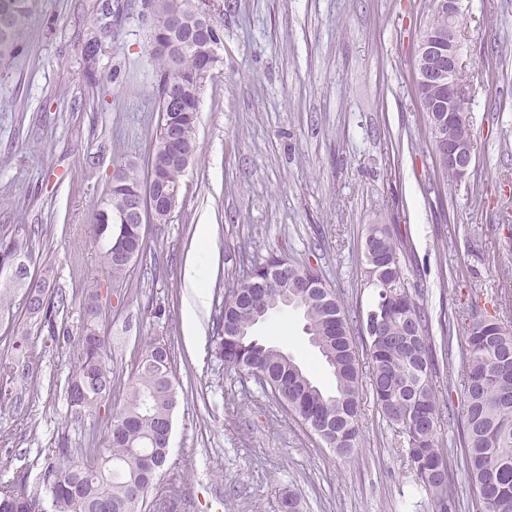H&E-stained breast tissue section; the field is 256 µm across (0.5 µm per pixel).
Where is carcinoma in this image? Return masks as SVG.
<instances>
[{"label":"carcinoma","mask_w":512,"mask_h":512,"mask_svg":"<svg viewBox=\"0 0 512 512\" xmlns=\"http://www.w3.org/2000/svg\"><path fill=\"white\" fill-rule=\"evenodd\" d=\"M35 0H0V18L8 21L0 28V62H10L24 51ZM213 7L207 0H149L154 17L167 20L199 6ZM128 6L117 9L107 4L85 35L93 43L112 32ZM221 38L220 30L204 25L191 41L172 43L162 28L154 31L150 57L157 77V97L166 93L167 82L181 106L176 118L181 124L180 143L164 138L157 125L148 160L164 190L180 188L183 176L175 153L196 154L198 104L201 73L206 57ZM147 181L136 166L120 168L119 184L106 192L102 208L95 213L100 235L106 236L104 262L112 279L124 277L132 268L128 254L143 252V240L136 227L120 223L118 208L126 194ZM368 283L377 289L371 310L378 312L384 335H370L366 316L357 323L365 337L369 358L368 384L383 417L401 438L407 461L418 484L440 512H448L449 473L447 457L439 448V428L445 414L433 386L437 374L436 346L431 319L424 304L409 290L402 265L400 240L391 224H370L365 239ZM31 263L24 243L13 234H0V302L16 288L24 290L22 308L28 323L48 328L51 336H70L58 330L57 317L68 306L63 292L49 290L46 280L34 284L20 270ZM323 279L311 266L297 267L293 279L279 280V287L253 295L237 285L224 295L216 318L217 350L224 364L247 375L260 371L266 387L297 415L311 432L336 454L349 457L361 431L360 390L362 371L352 320L325 286L324 304L294 281L310 277ZM291 295L303 312L309 341H320L326 351L322 358L335 386L327 391L316 384L288 352L268 346L253 335L254 327L276 310L278 301ZM103 309L100 294L89 296L82 305L83 324L77 336L79 355L68 375L67 403L80 413L92 411L112 395V367L108 363L110 342L99 328ZM477 304L468 306L473 316L467 328L457 382L463 395L461 410L455 413L458 438L462 439L465 472L480 506L479 512H512V328L497 316L474 318ZM174 359L170 347L158 339L147 343L135 374L126 404L113 414L106 445L90 464L70 460L69 448L58 449L60 462L47 465L43 482L49 491L50 506L34 494L15 487L0 489V512H140L165 466L168 444L164 428L172 422L177 404Z\"/></svg>","instance_id":"obj_1"}]
</instances>
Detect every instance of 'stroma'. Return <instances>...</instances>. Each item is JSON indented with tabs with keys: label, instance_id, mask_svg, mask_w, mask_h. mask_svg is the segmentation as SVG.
Here are the masks:
<instances>
[{
	"label": "stroma",
	"instance_id": "obj_1",
	"mask_svg": "<svg viewBox=\"0 0 512 512\" xmlns=\"http://www.w3.org/2000/svg\"><path fill=\"white\" fill-rule=\"evenodd\" d=\"M106 0H36L30 41L0 69V229L27 238L33 275L70 301L59 322L78 330L85 297L107 301L112 399L77 414L65 382L76 343L32 332L33 367L9 347L18 304L0 308V486L44 494L45 460L59 443L92 462L126 402L152 339L174 356L178 405L170 455L141 512H278L295 494L302 512H435L395 430L364 393L363 432L338 456L253 377L214 352L213 321L244 270L269 255L320 268L350 316L367 310L364 241L396 224L403 267L433 334L460 352V300L497 307L512 322V0H462L461 62L476 164L441 190L426 124L412 93L413 61L429 0H217L218 61L200 95L197 151L169 223L149 224L144 251L111 282L93 214L117 166L144 167L159 112L148 58L153 19L129 9L87 75L82 39ZM211 227L199 253L196 227ZM202 257L208 302L185 333L189 260ZM322 386L332 379L285 308L256 326ZM455 512H476L457 423H441Z\"/></svg>",
	"mask_w": 512,
	"mask_h": 512
}]
</instances>
